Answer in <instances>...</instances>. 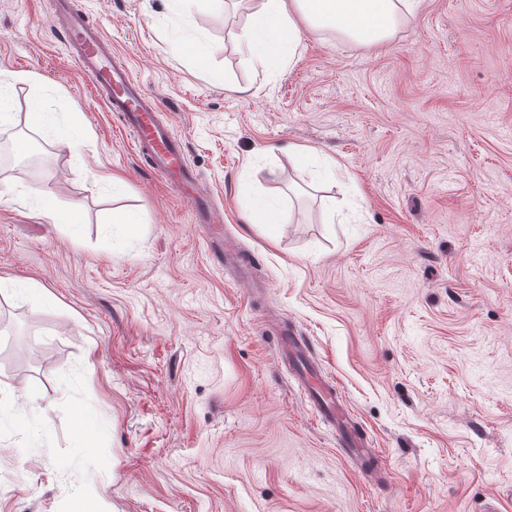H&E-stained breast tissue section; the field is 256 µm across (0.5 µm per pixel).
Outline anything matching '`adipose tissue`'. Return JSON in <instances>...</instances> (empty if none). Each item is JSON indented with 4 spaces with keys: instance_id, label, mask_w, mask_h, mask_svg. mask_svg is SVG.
Segmentation results:
<instances>
[{
    "instance_id": "obj_1",
    "label": "adipose tissue",
    "mask_w": 512,
    "mask_h": 512,
    "mask_svg": "<svg viewBox=\"0 0 512 512\" xmlns=\"http://www.w3.org/2000/svg\"><path fill=\"white\" fill-rule=\"evenodd\" d=\"M421 0H261L236 35L253 64L268 73L290 62L305 35L325 30L367 45L385 42Z\"/></svg>"
}]
</instances>
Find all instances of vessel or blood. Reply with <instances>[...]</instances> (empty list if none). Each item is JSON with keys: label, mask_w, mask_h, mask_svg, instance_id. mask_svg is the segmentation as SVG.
I'll list each match as a JSON object with an SVG mask.
<instances>
[{"label": "vessel or blood", "mask_w": 512, "mask_h": 512, "mask_svg": "<svg viewBox=\"0 0 512 512\" xmlns=\"http://www.w3.org/2000/svg\"><path fill=\"white\" fill-rule=\"evenodd\" d=\"M51 21L58 27L68 55L80 64L94 95L131 129L136 153L157 177L190 202L193 223L207 225L214 238L223 239L224 226L214 201L202 190L200 176L189 163L181 138L158 117L164 108L162 101L145 90L128 66L117 62L103 28L90 24L72 0H56ZM280 347L284 355L295 360L310 396L323 420L335 428L340 445L355 459L370 460L371 451L352 427L350 413L335 386L309 360L302 339L285 332Z\"/></svg>", "instance_id": "1"}]
</instances>
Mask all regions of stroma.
I'll list each match as a JSON object with an SVG mask.
<instances>
[{"mask_svg": "<svg viewBox=\"0 0 512 512\" xmlns=\"http://www.w3.org/2000/svg\"><path fill=\"white\" fill-rule=\"evenodd\" d=\"M74 3L163 100L250 266L214 261L53 0H0V78L29 75L0 134L52 149L35 175L0 164V512H512V0H422L384 45L326 31L269 74L234 40L246 8ZM188 26L208 72L174 49ZM259 197L284 223H249ZM288 328L371 467L281 356Z\"/></svg>", "mask_w": 512, "mask_h": 512, "instance_id": "1", "label": "stroma"}]
</instances>
